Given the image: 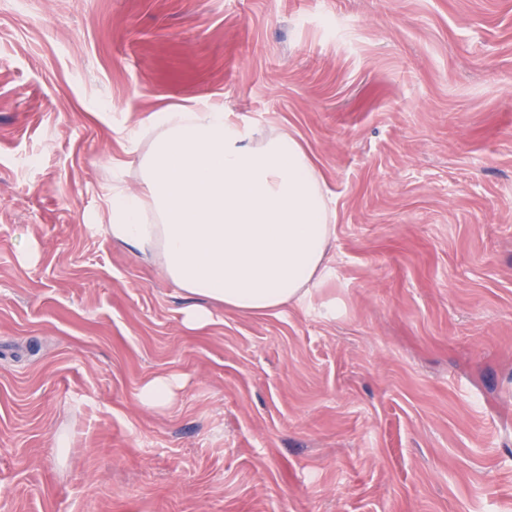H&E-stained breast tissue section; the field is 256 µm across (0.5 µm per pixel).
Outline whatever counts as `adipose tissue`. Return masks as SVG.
I'll return each instance as SVG.
<instances>
[{"label":"adipose tissue","instance_id":"ef3b65f1","mask_svg":"<svg viewBox=\"0 0 512 512\" xmlns=\"http://www.w3.org/2000/svg\"><path fill=\"white\" fill-rule=\"evenodd\" d=\"M118 145L106 231L159 262L188 326L208 322L213 303L250 315L300 305L331 280L336 214L292 133H262L205 103L149 113ZM132 165L134 190L122 180Z\"/></svg>","mask_w":512,"mask_h":512}]
</instances>
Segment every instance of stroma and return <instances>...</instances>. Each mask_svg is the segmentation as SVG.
<instances>
[{"label": "stroma", "instance_id": "1", "mask_svg": "<svg viewBox=\"0 0 512 512\" xmlns=\"http://www.w3.org/2000/svg\"><path fill=\"white\" fill-rule=\"evenodd\" d=\"M199 101L309 148L304 305L190 328L104 234ZM0 512H512V0H0ZM171 397V379L156 378L148 382L143 389V398L154 405H163Z\"/></svg>", "mask_w": 512, "mask_h": 512}]
</instances>
